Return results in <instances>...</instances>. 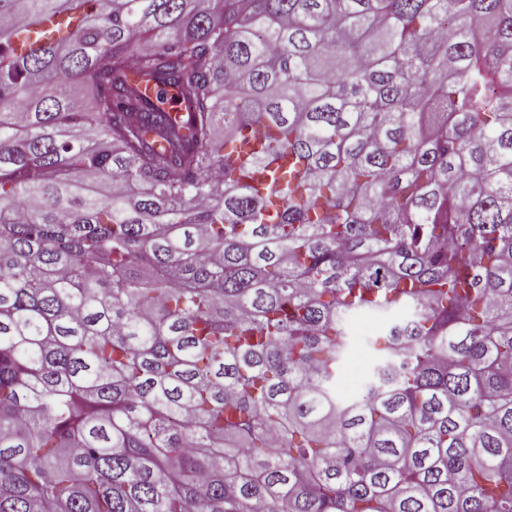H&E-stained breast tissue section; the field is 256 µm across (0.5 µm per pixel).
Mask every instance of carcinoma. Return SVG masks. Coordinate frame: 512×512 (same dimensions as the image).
<instances>
[{
    "instance_id": "1",
    "label": "carcinoma",
    "mask_w": 512,
    "mask_h": 512,
    "mask_svg": "<svg viewBox=\"0 0 512 512\" xmlns=\"http://www.w3.org/2000/svg\"><path fill=\"white\" fill-rule=\"evenodd\" d=\"M0 512H512V0H0ZM364 317H371L369 315H357L351 325L352 334L355 330L357 336H352V343L350 351L343 367L337 377L336 381V394L342 400H350L359 396L362 392L363 383L369 373L372 364V356L370 351L365 345V338L359 330L356 323L354 328L353 323ZM351 373L355 384L346 382L348 373Z\"/></svg>"
}]
</instances>
